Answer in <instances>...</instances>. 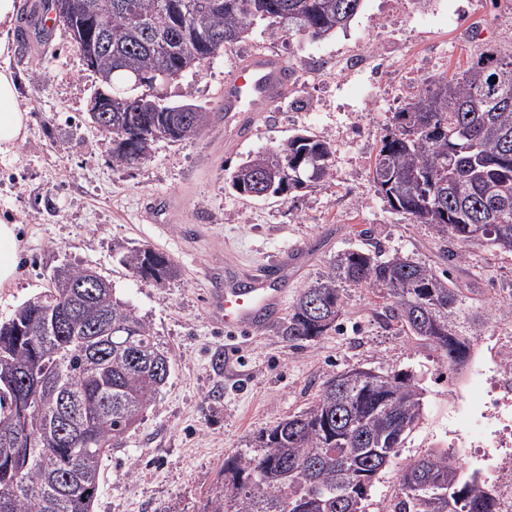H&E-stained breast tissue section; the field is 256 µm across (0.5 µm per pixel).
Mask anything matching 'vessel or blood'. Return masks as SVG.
<instances>
[{
	"label": "vessel or blood",
	"mask_w": 512,
	"mask_h": 512,
	"mask_svg": "<svg viewBox=\"0 0 512 512\" xmlns=\"http://www.w3.org/2000/svg\"><path fill=\"white\" fill-rule=\"evenodd\" d=\"M292 80V67L283 58L259 52L236 67L224 86L225 125L236 135L245 132V118L256 104L282 97ZM302 253L300 246L276 255L269 267L245 283L229 282L211 302L214 317L226 332L246 333L274 323L283 312L288 270Z\"/></svg>",
	"instance_id": "vessel-or-blood-1"
}]
</instances>
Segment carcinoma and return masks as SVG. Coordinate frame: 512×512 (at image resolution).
Segmentation results:
<instances>
[{
  "instance_id": "1",
  "label": "carcinoma",
  "mask_w": 512,
  "mask_h": 512,
  "mask_svg": "<svg viewBox=\"0 0 512 512\" xmlns=\"http://www.w3.org/2000/svg\"><path fill=\"white\" fill-rule=\"evenodd\" d=\"M363 0H71L58 19L77 44L94 54L88 67L103 91L131 100L112 113V162L143 160L157 139L179 142L207 126L210 113L195 106L189 122L139 89L172 81L231 48L258 24L268 35L312 40L344 29ZM302 159L288 186L262 187L280 197L315 188L331 176L330 144L298 133L281 147L246 158L230 174L233 188L264 169ZM376 192L391 208L428 224L440 237L463 245L481 241L512 253V54L484 51L452 74L431 80L383 136L372 168ZM120 263L145 282L161 284L176 273L165 254L140 246ZM68 315L67 285L52 282L43 296L23 302L0 321V432L28 429V448L0 443V512H94L101 461L143 420L171 373L172 355L150 325L112 283ZM363 286L395 299L390 318L445 352L448 368L467 361L475 337L464 330L467 297L432 267L400 253L349 249L293 301L281 333L303 346L338 329L342 288ZM112 320V351L90 350L103 315ZM20 367L75 387L74 431L43 436L52 425L58 395L18 384ZM346 372L330 376L315 403L258 436L262 452L224 460L229 496L209 512H364L376 476L416 427L423 389L408 370L369 381ZM42 405L39 419L32 405ZM52 448L49 458L41 449ZM44 491L35 500L13 493L18 475ZM394 512H496V501L477 472L464 473L455 456L439 451L407 462L398 479Z\"/></svg>"
}]
</instances>
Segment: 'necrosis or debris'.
<instances>
[{"label": "necrosis or debris", "instance_id": "obj_1", "mask_svg": "<svg viewBox=\"0 0 512 512\" xmlns=\"http://www.w3.org/2000/svg\"><path fill=\"white\" fill-rule=\"evenodd\" d=\"M489 387L492 400L474 410V387ZM449 419L467 420V432L448 430V445L473 449L484 479L493 486L497 512H512V322L478 341L475 367L459 380L448 399Z\"/></svg>", "mask_w": 512, "mask_h": 512}]
</instances>
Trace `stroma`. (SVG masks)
<instances>
[{"mask_svg":"<svg viewBox=\"0 0 512 512\" xmlns=\"http://www.w3.org/2000/svg\"><path fill=\"white\" fill-rule=\"evenodd\" d=\"M467 3L364 0L350 26L335 35L281 37L274 52L295 68L294 91L257 104L250 136L236 142L224 137V81L232 64L267 42L263 27H254L199 71L150 90L169 105L206 107L204 130L177 143L155 141L144 161L118 166L109 134L88 115L100 86L97 74L44 0H16L23 12L7 34L4 59L30 121L16 156L0 162V220L18 224L22 249L16 279L0 288V320L46 291L54 269L90 266L149 323L174 359L140 425L103 459L94 512H206L224 492L226 457L255 453L259 432L308 408L330 375L356 367L412 371L424 392L419 425L377 476L366 512L396 502L405 463L447 450L455 373L441 351L386 318L392 297L345 286L336 332L300 347L277 326L256 328L232 358L209 302L227 279L248 277L280 251L305 244L308 254L288 274V296L296 298L337 253L359 246L412 257L470 289L480 315L476 336L492 335L498 323L512 320V254L438 237L392 210L372 179L394 112L428 78L489 47L512 53V9L475 26L459 14ZM374 45L385 54L371 57L368 68L386 72L387 80L368 99L363 79L337 78L336 60ZM352 123L360 136L339 138ZM303 130L333 144L326 183L259 200L230 187V172L247 156ZM143 245L169 255L177 277L153 285L121 265L127 250ZM459 251L466 259L457 264L452 255Z\"/></svg>","mask_w":512,"mask_h":512,"instance_id":"stroma-1","label":"stroma"}]
</instances>
